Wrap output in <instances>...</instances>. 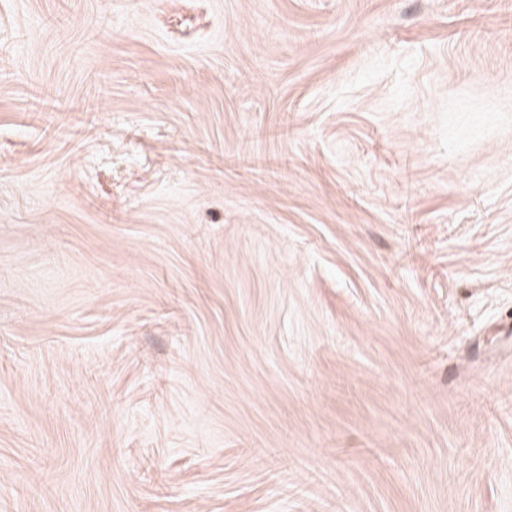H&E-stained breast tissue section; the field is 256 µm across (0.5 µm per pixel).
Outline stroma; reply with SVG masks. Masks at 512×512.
Returning <instances> with one entry per match:
<instances>
[{
	"mask_svg": "<svg viewBox=\"0 0 512 512\" xmlns=\"http://www.w3.org/2000/svg\"><path fill=\"white\" fill-rule=\"evenodd\" d=\"M0 512H512V0H0Z\"/></svg>",
	"mask_w": 512,
	"mask_h": 512,
	"instance_id": "stroma-1",
	"label": "stroma"
}]
</instances>
